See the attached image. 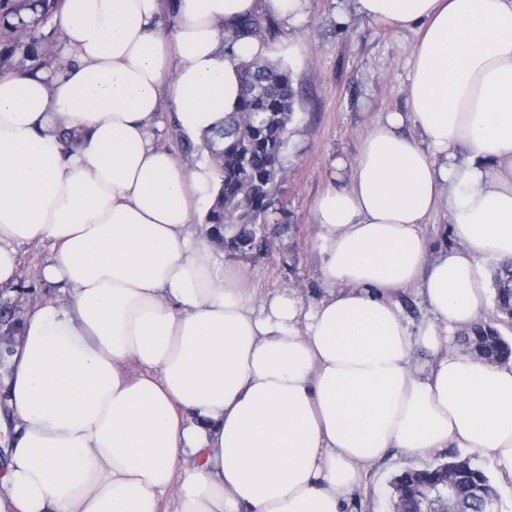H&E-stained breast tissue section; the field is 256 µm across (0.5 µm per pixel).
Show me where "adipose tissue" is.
<instances>
[{
    "mask_svg": "<svg viewBox=\"0 0 512 512\" xmlns=\"http://www.w3.org/2000/svg\"><path fill=\"white\" fill-rule=\"evenodd\" d=\"M261 8L295 24L306 0H64L58 74L0 73V288L43 240L38 276L61 287L29 306L0 392V512H163L171 491L174 512H346L394 449L463 448L512 482V364L442 333L485 310L484 260L512 259V0H353L417 32L409 109L314 203L310 308L291 289L254 304L192 228L219 173L155 134L165 105L195 142L223 125L238 61L267 53L224 35ZM443 206L434 255L422 226ZM411 285L439 329L409 331L393 296Z\"/></svg>",
    "mask_w": 512,
    "mask_h": 512,
    "instance_id": "1",
    "label": "adipose tissue"
}]
</instances>
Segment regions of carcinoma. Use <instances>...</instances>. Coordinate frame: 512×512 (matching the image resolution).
Returning <instances> with one entry per match:
<instances>
[{
    "mask_svg": "<svg viewBox=\"0 0 512 512\" xmlns=\"http://www.w3.org/2000/svg\"><path fill=\"white\" fill-rule=\"evenodd\" d=\"M63 0H0V71L44 72L60 69L61 40L53 24ZM266 14L242 19L225 37V46L264 33ZM242 91L224 126L204 138V148L221 176V189L207 223L210 242L240 251H259L260 225L276 213L277 191L287 170L282 152L294 114L296 91L288 71L255 58L238 62ZM234 235L224 237V227ZM493 315L459 334L468 353L491 363L512 360V341L501 327H512V263L491 268ZM41 280L29 274L12 289L0 288V334L21 335L14 311L37 298ZM393 512H499L501 494L487 468L469 456L453 454L422 468H405L390 482Z\"/></svg>",
    "mask_w": 512,
    "mask_h": 512,
    "instance_id": "carcinoma-1",
    "label": "carcinoma"
}]
</instances>
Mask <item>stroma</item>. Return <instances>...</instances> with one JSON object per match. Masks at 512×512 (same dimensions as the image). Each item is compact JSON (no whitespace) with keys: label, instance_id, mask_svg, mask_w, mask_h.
I'll list each match as a JSON object with an SVG mask.
<instances>
[{"label":"stroma","instance_id":"stroma-1","mask_svg":"<svg viewBox=\"0 0 512 512\" xmlns=\"http://www.w3.org/2000/svg\"><path fill=\"white\" fill-rule=\"evenodd\" d=\"M265 38L269 60L286 68L299 94L284 148L287 177L277 197V221L266 229L262 250H218L226 267L240 271L255 299L293 289L305 306L323 293L322 254L313 203L330 187L346 183L361 140L388 112L408 109L409 60L417 40L408 29L351 13L349 0H308L297 24L277 19ZM343 169H336V160ZM391 451L372 467L353 497L357 512H391L389 483L403 468L424 467Z\"/></svg>","mask_w":512,"mask_h":512}]
</instances>
